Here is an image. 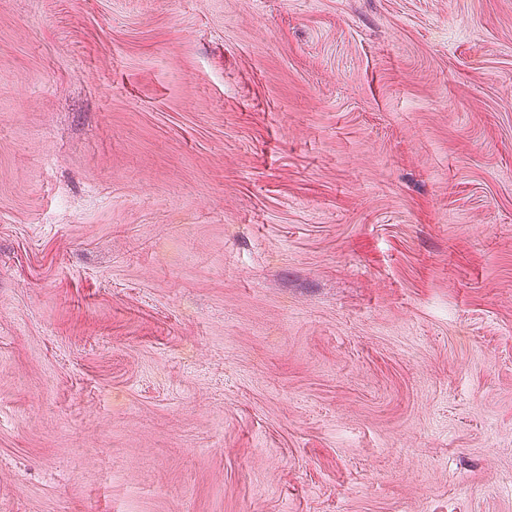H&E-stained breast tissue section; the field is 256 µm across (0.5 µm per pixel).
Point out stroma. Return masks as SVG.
<instances>
[{"label":"stroma","mask_w":512,"mask_h":512,"mask_svg":"<svg viewBox=\"0 0 512 512\" xmlns=\"http://www.w3.org/2000/svg\"><path fill=\"white\" fill-rule=\"evenodd\" d=\"M0 512H512V0H0Z\"/></svg>","instance_id":"35a3bbf8"}]
</instances>
